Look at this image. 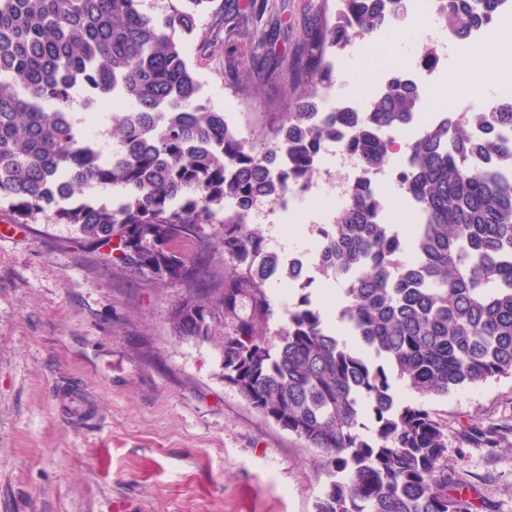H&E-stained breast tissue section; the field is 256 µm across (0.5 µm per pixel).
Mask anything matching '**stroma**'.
Returning a JSON list of instances; mask_svg holds the SVG:
<instances>
[{
  "label": "stroma",
  "mask_w": 512,
  "mask_h": 512,
  "mask_svg": "<svg viewBox=\"0 0 512 512\" xmlns=\"http://www.w3.org/2000/svg\"><path fill=\"white\" fill-rule=\"evenodd\" d=\"M280 39L299 48L336 0H268ZM204 99L242 137L280 120L305 84L250 71L224 74L223 53L180 36ZM372 38L335 69L332 94H361L386 67ZM0 241V512H315L328 478L315 452L225 384L219 352L175 336L189 290L158 288L84 247L52 212ZM83 395L73 417L60 388ZM448 426L446 459L476 488L477 512H512V446L463 441L460 430L512 427V378L425 396Z\"/></svg>",
  "instance_id": "obj_1"
}]
</instances>
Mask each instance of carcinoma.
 Instances as JSON below:
<instances>
[{
  "label": "carcinoma",
  "instance_id": "obj_1",
  "mask_svg": "<svg viewBox=\"0 0 512 512\" xmlns=\"http://www.w3.org/2000/svg\"><path fill=\"white\" fill-rule=\"evenodd\" d=\"M178 2L148 12L144 0H0V205L17 224L49 210L157 286L191 288L172 313L174 334L214 344L224 382L316 450L329 478L317 512H473L469 483L444 457L447 427L402 402L395 381L446 396L512 376V168L472 163L512 151V99L451 135L431 125L408 143L410 246L378 222L365 184L317 227L318 270L344 285L338 319L353 341L328 324L308 279L273 344V279L251 211L311 183L320 146L343 124L369 166L388 163L379 132L407 124L424 92L394 78L362 112L323 116L319 101L333 81L327 52L381 32L402 0H339L292 53L254 29L250 63L299 73L310 90L251 140L203 99L175 39L196 34L195 7L216 0ZM438 2L463 39L498 10L497 0H481L480 12L470 0ZM462 435L495 448L506 433L471 424Z\"/></svg>",
  "mask_w": 512,
  "mask_h": 512
}]
</instances>
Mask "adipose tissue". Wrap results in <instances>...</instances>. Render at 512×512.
Returning <instances> with one entry per match:
<instances>
[{
    "mask_svg": "<svg viewBox=\"0 0 512 512\" xmlns=\"http://www.w3.org/2000/svg\"><path fill=\"white\" fill-rule=\"evenodd\" d=\"M501 45H474L462 49L454 68L431 93L441 106H452L460 95L479 100L489 83H512V58L500 50Z\"/></svg>",
    "mask_w": 512,
    "mask_h": 512,
    "instance_id": "obj_1",
    "label": "adipose tissue"
}]
</instances>
